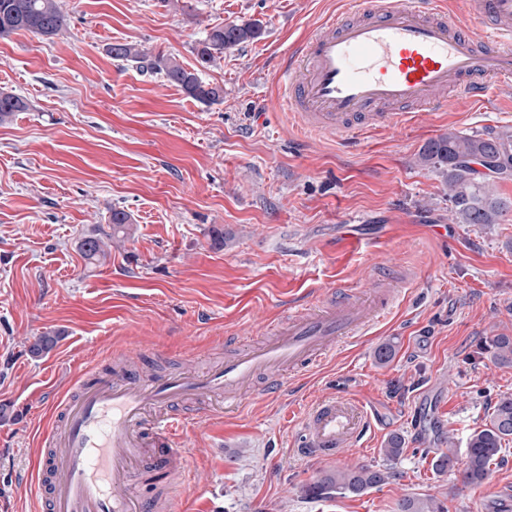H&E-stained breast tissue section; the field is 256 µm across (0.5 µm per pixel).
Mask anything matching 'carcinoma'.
<instances>
[{
  "label": "carcinoma",
  "mask_w": 512,
  "mask_h": 512,
  "mask_svg": "<svg viewBox=\"0 0 512 512\" xmlns=\"http://www.w3.org/2000/svg\"><path fill=\"white\" fill-rule=\"evenodd\" d=\"M65 17L58 0H0V37L17 31L51 39L63 29ZM262 34L259 20L230 22L213 29L197 49L198 67L186 68L171 57H152L127 43H114L108 52L114 59L131 61L150 72L164 74L167 81L177 85L189 97L213 104L223 100L224 89L203 81L201 69L208 67L224 50L253 41ZM26 108L23 98L0 93V123L13 113ZM495 158L512 167V128H489L471 134L450 132L428 140L417 155V163L438 170L446 176L448 202L460 224H496L504 202L490 193V179L476 175L469 163ZM112 233L106 238L89 236L82 242V251L91 260L107 255L105 239L125 238L130 235L128 215L115 210L111 216ZM58 336L44 333L35 338L29 352L40 357L51 351ZM488 348L492 362L500 367L512 366V336L499 334L489 338ZM512 439V395H502L494 405L489 422L474 430L467 441L466 457L460 470L463 483L481 486L491 475V465L503 451V443ZM457 465L453 452L442 453L432 459L437 473H446ZM390 478V472L367 465L347 466L321 473L305 487L311 497L331 492L344 496H361L379 487ZM398 512H447V507L435 498L409 497L398 504Z\"/></svg>",
  "instance_id": "cac0c4a2"
}]
</instances>
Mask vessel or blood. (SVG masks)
<instances>
[{
    "mask_svg": "<svg viewBox=\"0 0 512 512\" xmlns=\"http://www.w3.org/2000/svg\"><path fill=\"white\" fill-rule=\"evenodd\" d=\"M472 33L441 0H348L326 16L287 56L276 107L309 133H333L352 144L368 125L395 126L448 106L450 91L485 102L490 83L512 86V0H462ZM391 287L367 298L346 283L318 304L288 301L260 344L247 345L204 372L143 377L118 365L87 366L58 397L42 439L51 448L33 481L46 512H177L174 498L134 489L152 472H186L179 438L187 417L174 405H210L223 397L249 405L254 379L267 374V393L285 374L320 363L346 339L366 335L395 304ZM292 451L336 460L375 433L363 404L328 393L302 415Z\"/></svg>",
    "mask_w": 512,
    "mask_h": 512,
    "instance_id": "vessel-or-blood-1",
    "label": "vessel or blood"
}]
</instances>
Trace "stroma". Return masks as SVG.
Wrapping results in <instances>:
<instances>
[{"label": "stroma", "instance_id": "stroma-1", "mask_svg": "<svg viewBox=\"0 0 512 512\" xmlns=\"http://www.w3.org/2000/svg\"><path fill=\"white\" fill-rule=\"evenodd\" d=\"M345 2L59 0V35L0 38V92L27 103L0 124V512H40L31 478L50 403L84 366L109 370L111 348L137 341L129 359L148 374L200 372L239 341L264 340L288 297L341 281L369 295L386 271L401 297L368 336L287 374L281 396L258 380L244 412L219 397L196 418L176 501L182 512H396L416 496L448 512H512V442L478 488L431 468L436 453L464 454L512 393V366L484 350L512 336V208L496 224L455 223L442 175L416 161L442 133L512 127V90L492 86L482 109L453 96L446 111L352 148L298 132L273 105L281 59ZM249 19L261 38L201 72L224 90L216 104L107 52L130 43L191 68L213 28ZM115 209L131 236L111 241L105 263L87 260L82 240L108 232ZM45 332L58 343L32 357ZM332 388L361 398L388 432L333 461L300 459L289 450L299 419ZM391 434L404 445L389 461ZM355 464L394 476L355 497L303 492Z\"/></svg>", "mask_w": 512, "mask_h": 512}]
</instances>
